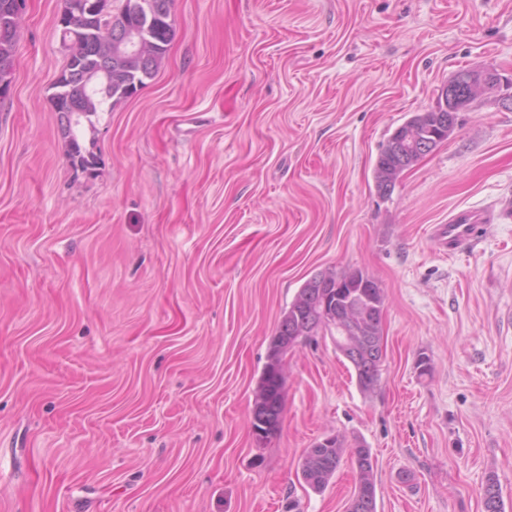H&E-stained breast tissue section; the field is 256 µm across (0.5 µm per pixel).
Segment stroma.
Wrapping results in <instances>:
<instances>
[{"mask_svg":"<svg viewBox=\"0 0 512 512\" xmlns=\"http://www.w3.org/2000/svg\"><path fill=\"white\" fill-rule=\"evenodd\" d=\"M62 7L25 0L0 97V512H345L350 460L300 474L334 433L370 449L377 512H483L492 475L512 512V109L476 100L390 195L373 174L457 70L512 76V0H174L89 174L48 102ZM463 209L488 222L443 253ZM354 268L385 294L377 388L317 337L257 442L284 312ZM477 222V215L473 212L460 211L448 220V224L435 226L434 239L445 253H452L461 247L471 246L475 242Z\"/></svg>","mask_w":512,"mask_h":512,"instance_id":"stroma-1","label":"stroma"}]
</instances>
